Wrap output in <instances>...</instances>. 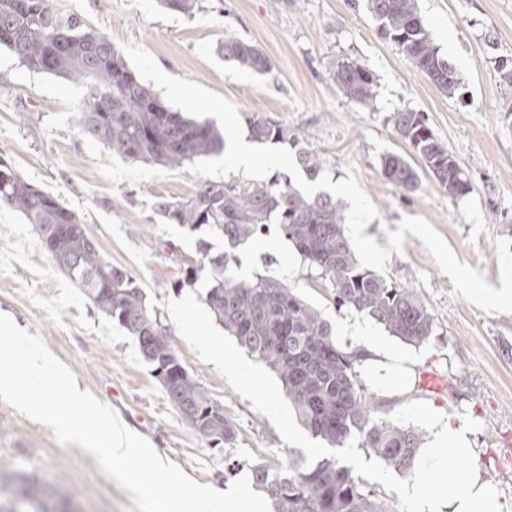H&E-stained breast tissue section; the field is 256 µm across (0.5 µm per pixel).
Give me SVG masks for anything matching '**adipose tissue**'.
Instances as JSON below:
<instances>
[{
  "label": "adipose tissue",
  "mask_w": 512,
  "mask_h": 512,
  "mask_svg": "<svg viewBox=\"0 0 512 512\" xmlns=\"http://www.w3.org/2000/svg\"><path fill=\"white\" fill-rule=\"evenodd\" d=\"M336 333L347 344L366 338L372 354L366 368L372 382L387 394L402 388L408 354L374 335L363 323L339 321ZM463 424L438 426L430 447L419 449L417 464L411 476L401 482L398 493L409 512H501V502L495 485L483 478L481 470L471 465L473 450ZM466 460L458 470L448 467V454Z\"/></svg>",
  "instance_id": "adipose-tissue-1"
}]
</instances>
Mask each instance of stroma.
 Wrapping results in <instances>:
<instances>
[{
	"mask_svg": "<svg viewBox=\"0 0 512 512\" xmlns=\"http://www.w3.org/2000/svg\"><path fill=\"white\" fill-rule=\"evenodd\" d=\"M434 43L463 80L449 97L383 38L364 0H199L193 15L166 11L157 0H55L114 42L133 41L168 74L195 81L232 101L241 117L260 116L300 134L323 161L332 181L356 176L378 209L367 228L377 244L403 217L427 219L459 261L499 284L497 241L512 238V87L497 61L512 59V0H417ZM236 37L259 46L271 74L258 75L225 63L217 47ZM340 56L357 60L377 80L372 107L346 98L330 77ZM83 85L23 66L0 49V160L83 218L101 255L125 270L171 328L170 341L200 386L222 404L237 429L233 446L221 448L196 434L175 412L136 342L96 311L81 289L44 251L23 216L0 204V312L40 335L74 373L81 387L117 411L159 455L195 481L225 490L226 461H239L238 476L258 463L286 467L289 458L316 461L310 448L291 441L273 408L288 400L274 373L262 370V386L249 388L230 374L231 361H216L208 341L244 351L204 303L206 281L182 286L188 267L201 257L200 242L222 253V239L168 224L152 206L159 197L184 199L201 179L183 167L133 163L82 136L75 114ZM423 113L435 136L468 173L472 191L455 200L429 177L407 192L380 174L388 152L410 154L390 117L401 110ZM242 266L298 288L329 323L350 318L332 304L327 282L296 260L284 271L275 250L237 248ZM387 278L414 289L429 307L436 334L412 347L404 392L395 397L370 387L375 417L416 430L430 446L431 427L408 411L421 403L441 418L469 426L473 461L499 491L503 512H512V314L486 313L456 296L420 239L406 235L404 252L392 255ZM235 359V360H236ZM449 382L447 392L423 390L420 375ZM358 461L351 467L373 491L384 512H408L394 485L373 478L382 462L359 440H350ZM0 470L20 471L43 488H63L74 512H138L131 494L109 478L96 458L75 444L60 445L51 428L0 402Z\"/></svg>",
	"mask_w": 512,
	"mask_h": 512,
	"instance_id": "stroma-1",
	"label": "stroma"
}]
</instances>
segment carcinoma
<instances>
[{
	"label": "carcinoma",
	"instance_id": "obj_1",
	"mask_svg": "<svg viewBox=\"0 0 512 512\" xmlns=\"http://www.w3.org/2000/svg\"><path fill=\"white\" fill-rule=\"evenodd\" d=\"M53 0H0V47L27 68L83 84L84 103L77 125L86 137L132 162L182 167L202 157L224 153V133L166 105L151 84L130 69L112 37L76 15H63ZM164 9L190 16L198 0H158ZM382 35L443 94L461 88V78L434 43L416 0H365ZM224 61L260 75L272 61L255 45L226 38L218 47ZM331 79L348 99L369 107L377 82L356 60L341 56L330 66ZM396 135L412 149L410 157L388 153L381 173L393 185L414 191L425 173L459 199L471 182L448 146L433 134L420 112L393 113ZM251 136L298 149L304 177H321L320 158L301 147L302 139L283 125L248 118ZM0 203L20 212L31 224L44 251L82 290L93 307L115 321L137 343L142 360L187 425L217 447L232 445L235 426L183 365L170 342L171 330L141 288L120 267L105 260L82 217L58 197L0 162ZM154 212L169 224L192 231L205 229L230 251L211 255L201 243L202 258L180 286L209 283L204 304L213 320L235 337L255 361L274 371L301 423L312 436L341 448L357 435L362 446L386 465L407 473L420 435L375 418L367 388L356 367L366 358L361 348L344 350L330 323L284 281L265 275L240 279L233 250L279 225L301 260L330 284L337 309L368 317L402 341L420 345L435 335L428 306L411 288H401L379 273L359 266L344 233L341 206L329 193L307 197L289 177L240 189L205 182L186 198H160ZM256 485L265 492L271 512H384L363 480L336 458L314 464L290 463L285 469L253 466ZM0 512H71L61 489L41 490L22 474L0 471Z\"/></svg>",
	"mask_w": 512,
	"mask_h": 512
}]
</instances>
